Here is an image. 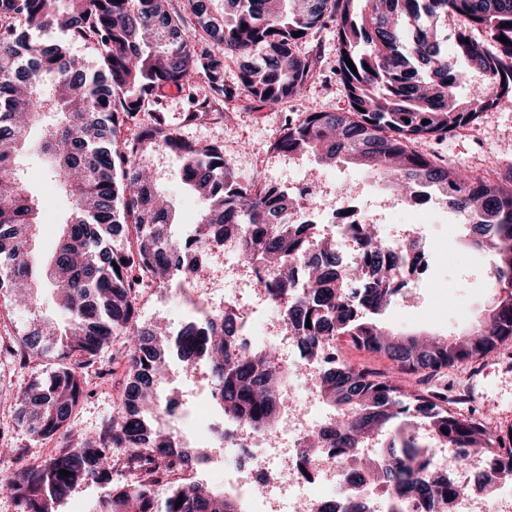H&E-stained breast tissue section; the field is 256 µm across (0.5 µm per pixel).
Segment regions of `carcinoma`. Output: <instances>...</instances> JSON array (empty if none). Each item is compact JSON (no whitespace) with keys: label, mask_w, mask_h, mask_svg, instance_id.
<instances>
[{"label":"carcinoma","mask_w":512,"mask_h":512,"mask_svg":"<svg viewBox=\"0 0 512 512\" xmlns=\"http://www.w3.org/2000/svg\"><path fill=\"white\" fill-rule=\"evenodd\" d=\"M188 2L194 37L170 0H0V323L19 309L28 317L16 335L0 336V357L22 367L52 361L10 406L32 436H67L35 465L0 448V494L16 512H58L73 490L91 484L105 495L85 512H243L237 496L169 479L173 465L192 472L210 457L185 449L164 422L176 409L161 407L156 388L171 381L175 357L188 369L202 366L224 417L266 437L284 409L289 366L274 348L248 346L229 311L176 333L145 325L138 314L140 290L170 287L171 272L187 267L189 252L226 238L241 241L244 262L262 273L256 290L280 308L283 332L309 360L336 352L347 337L398 373L423 379L480 363L512 340V171L484 179L411 148L512 107V46L499 40L512 41V0ZM450 17L459 21L451 48ZM331 23L347 110L286 121L272 151L353 164L411 200L438 193L470 222L469 245L494 257L490 302L480 323L450 339L399 335L374 321L396 293L390 283L403 266L401 245L381 238L373 224H354L362 261L343 263L335 238L315 236L312 221H288L300 207L288 189L242 178L222 146L185 139L157 108L161 87L193 73L228 101L242 91L269 106L296 99L314 74L313 58L300 47ZM49 30L63 39L32 37ZM475 30L483 41L473 38ZM72 43L93 47L96 59L76 58ZM218 44L222 55L212 49ZM229 60L239 69L235 86L224 83ZM467 72L478 82L463 97ZM46 111L58 120L43 129L40 151L71 207L42 263L35 256L42 201L23 186L18 161ZM131 126L137 133L123 137ZM160 148L181 157L186 185L201 202L189 240L169 233L172 207L146 163ZM298 266L304 282L297 285ZM355 281L361 288L351 293L347 285ZM45 289L67 319L62 327L41 311ZM118 337L129 376L121 402L96 432L73 434L71 419L92 394L87 369ZM309 381L332 413L307 434L304 466L334 450L345 475L344 512H365L355 490L362 473L368 490L383 492L387 512H437L457 495L441 472L445 451L448 464L459 467L485 459L475 476L480 485L512 481V447L505 445L512 428L494 431L484 418L453 409L443 390L407 389L393 376L376 379L329 360ZM373 443L380 445L374 459L364 454Z\"/></svg>","instance_id":"1"}]
</instances>
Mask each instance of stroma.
I'll return each instance as SVG.
<instances>
[{"label":"stroma","instance_id":"obj_1","mask_svg":"<svg viewBox=\"0 0 512 512\" xmlns=\"http://www.w3.org/2000/svg\"><path fill=\"white\" fill-rule=\"evenodd\" d=\"M304 50L315 60L314 76L304 94L287 104L263 107L242 96L234 102L216 103L204 118L191 121L187 114L194 101L210 94L204 79L196 76L180 86L163 88L158 94L160 108L171 126L184 138L202 144H221L244 178L257 176L268 185L285 187L311 172L324 176L328 191L350 189L359 193L362 201L371 204L373 209L395 202L396 207L390 214L391 223L422 227L426 271L422 274L404 273L402 295L394 297L378 314L377 320L397 333L456 334L486 313L490 296L487 273L491 258L487 253L469 247L462 236L457 238L454 251L443 250L448 226L455 218L454 211L443 199H431L420 210L414 202L396 200L394 193L382 182L371 181L364 171L354 166L325 168L310 156L289 158L272 151L271 145L285 120L296 118L303 112H340L347 106L343 86L336 74L333 30L315 31ZM414 148L425 156L443 160L449 168L496 177L512 165V107L482 113L473 127L444 139L420 140ZM147 160L163 196L172 206L178 231H185L194 223L200 202L181 179L180 159L160 150L150 153ZM43 165L44 159L39 152L29 149L24 168L28 186L43 201L37 250L45 256L54 247L68 201L65 194L51 187ZM139 312L143 321H161L173 328L186 318L180 297L157 288L146 291L139 303ZM94 369L101 377L96 381L93 394L81 404L71 422L70 429L75 433L97 430L112 415L124 391V360L107 355L95 364ZM446 374L469 386L474 401L493 425L504 430L512 428V341L505 343L503 353L486 358L478 374H471L466 365L448 368ZM205 384V376L199 371L194 376L182 377L179 384L163 385L160 399L165 404H190L195 412L207 413L211 407L201 395ZM0 427L8 430L11 447L24 450L27 464L40 463L57 448L56 440H35L24 428L17 426L11 413L0 411Z\"/></svg>","mask_w":512,"mask_h":512}]
</instances>
